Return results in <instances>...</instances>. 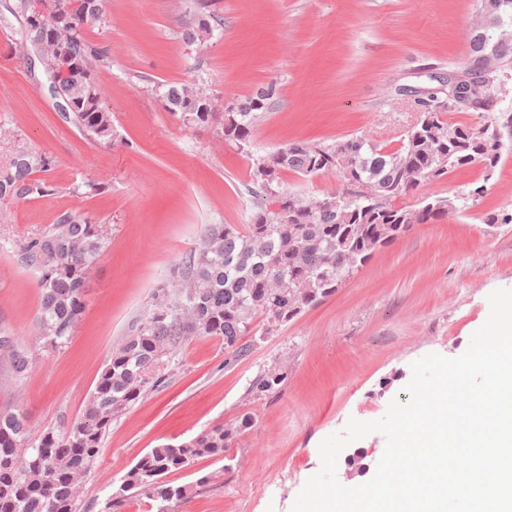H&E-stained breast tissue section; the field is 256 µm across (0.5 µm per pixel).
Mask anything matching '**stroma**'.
<instances>
[{
	"mask_svg": "<svg viewBox=\"0 0 512 512\" xmlns=\"http://www.w3.org/2000/svg\"><path fill=\"white\" fill-rule=\"evenodd\" d=\"M222 20L212 38L188 44L195 0H103L85 33L106 45L99 76L113 134L90 137L62 111L41 66L16 54L0 25V167L28 147L45 154L51 194L0 202V327L36 354L19 384L0 382V408L18 406L33 430L60 427L83 411L113 346L150 310L155 289L176 278L206 224L244 228L252 219V153L293 141L358 134L397 149L417 122L416 98L446 89L467 52L475 0H209ZM199 81L217 104L259 87L276 95L251 150L225 140L219 123L195 124L165 110L162 88ZM483 180L480 165L457 170L403 197L453 195ZM486 181V180H483ZM477 205L414 224L376 251L334 294L228 360L222 340L192 336L175 351L167 379L113 420L96 464L80 484L82 512L102 502L148 449L185 441L241 414L253 423L228 452L230 465L200 458L171 474L208 486L177 512H292L321 469L319 445L349 420L382 418L408 401L412 363L461 355L490 313L489 295L512 288V154ZM72 214L109 228L92 267L86 310L65 347L37 339V273L18 260L21 243ZM281 372L279 390L249 394L254 379ZM386 439L372 432L340 454L336 478L369 481Z\"/></svg>",
	"mask_w": 512,
	"mask_h": 512,
	"instance_id": "stroma-1",
	"label": "stroma"
}]
</instances>
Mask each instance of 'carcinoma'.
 I'll list each match as a JSON object with an SVG mask.
<instances>
[{
	"mask_svg": "<svg viewBox=\"0 0 512 512\" xmlns=\"http://www.w3.org/2000/svg\"><path fill=\"white\" fill-rule=\"evenodd\" d=\"M478 37L469 40L463 72L479 87L473 111L485 125L498 127L502 146L489 158L470 137L471 126L451 123L445 113L457 111L450 98L433 95L417 102L433 111L435 135L418 126L410 128L398 149L379 144L368 147L355 134L334 143L294 141L273 152L257 155L252 163L251 193L258 198L252 223L244 231L229 224H208L180 272L187 290L170 284L156 288L152 308L132 333L112 348L81 415L55 429L32 434L26 415L16 407L0 409V512H77L78 480L96 463L112 420L133 407L142 396L164 384L165 370L176 348L188 336H214L236 358L246 350L243 337L255 334L254 322L262 316L267 327L282 326L304 308L331 295L382 246L392 243L412 224H427L456 216L487 192L488 182L504 154L512 152V113L501 108L500 78L483 66V56L498 31H512V0ZM9 12L20 20L15 51L34 47V40L51 30L52 22L25 9L15 0ZM89 19L77 16L65 38L71 49L85 57L98 73L110 67L108 50L86 38ZM247 97L232 112L224 113V138L240 147L251 146L261 117L257 102L275 95V84ZM65 95L81 102L73 113L88 135H112V116L102 105L99 81L79 73ZM208 95L199 85H170L161 94L164 107L190 122L208 123L214 112H189L187 101ZM483 164V184L448 200L437 195L409 209L397 200L420 183H434L458 169ZM48 166L45 155L22 148L5 169H0V199L10 189L13 196H44L51 188L32 175ZM305 178L334 172L376 186L383 201L371 212L364 202L327 193L314 198L311 209L290 222L289 197L296 191L284 187L282 175ZM283 203L282 210L271 209ZM107 235L102 225L72 215L64 216L40 236L20 246V262L38 271L41 296L38 340L49 350L64 347L85 309L84 296L90 270L102 255ZM35 361L34 352L8 332L0 330V363L14 383L22 382ZM283 375L259 376L250 388L256 396L278 390ZM251 426V416L241 415L226 427H209L181 443H167L142 455L120 479L101 512H121L136 496L149 501L155 512H172L194 490L209 483L205 475L188 485L165 480L198 458L227 459L229 448Z\"/></svg>",
	"mask_w": 512,
	"mask_h": 512,
	"instance_id": "1",
	"label": "carcinoma"
}]
</instances>
